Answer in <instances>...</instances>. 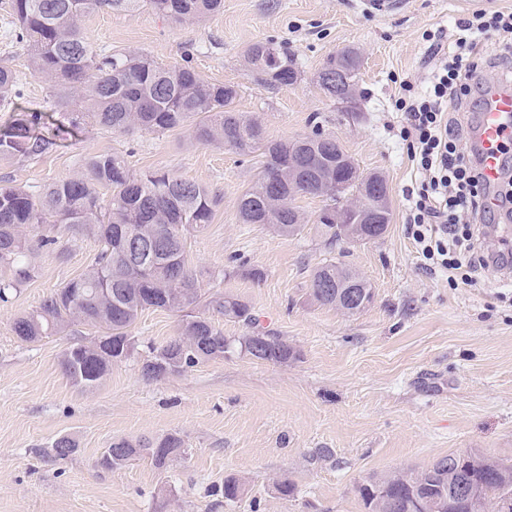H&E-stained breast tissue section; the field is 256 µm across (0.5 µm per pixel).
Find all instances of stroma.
Segmentation results:
<instances>
[{
	"instance_id": "1",
	"label": "stroma",
	"mask_w": 512,
	"mask_h": 512,
	"mask_svg": "<svg viewBox=\"0 0 512 512\" xmlns=\"http://www.w3.org/2000/svg\"><path fill=\"white\" fill-rule=\"evenodd\" d=\"M479 10L512 12V0H394L385 15L362 0H224L220 12L194 24L150 7L99 12L82 30L101 54L138 51L165 65L190 63L215 84L238 91L237 111L268 137L293 140L314 128L334 135L366 174L385 177L391 222L383 238L337 243L325 251L312 228L283 237L263 224L240 223L236 202L259 162L224 147L192 143L188 129L118 134L83 129L32 159L0 162L1 185L36 190L81 169L84 158L118 152L132 171L163 169L218 191L211 224L190 234L194 267L217 272L204 291L249 302L262 326L299 353L273 365L238 353L158 380L141 374L151 343L175 335L179 317L145 312L132 330L138 352L113 364L97 386L82 390L62 372L66 334L24 341L14 319L89 269L95 239L59 234L40 250L36 277L0 302V512H366L360 483L394 471L422 470L449 453H479L512 464V288L507 272L489 268L476 285L450 286L425 268L407 232V192L420 175L402 137L396 107L404 84L424 91L437 63L431 44H448L459 21ZM9 0H0V59L8 60L21 107L49 109L51 82L32 73L13 38ZM272 39L287 44L297 83L266 88L250 78L244 53ZM361 53L362 112L349 120L317 84L331 54ZM333 259L373 288L354 315L309 296L312 269ZM257 266L265 278L246 275ZM231 277H222V270ZM179 435L183 457L163 471L141 458L105 471L96 460L119 439ZM69 436L77 450L54 458L53 441ZM243 484L224 500L225 479ZM289 481L295 494L282 496Z\"/></svg>"
}]
</instances>
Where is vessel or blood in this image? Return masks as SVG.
<instances>
[{
    "label": "vessel or blood",
    "instance_id": "obj_1",
    "mask_svg": "<svg viewBox=\"0 0 512 512\" xmlns=\"http://www.w3.org/2000/svg\"><path fill=\"white\" fill-rule=\"evenodd\" d=\"M476 139L482 172L496 181L504 163L503 146L512 141V89L495 90L484 99Z\"/></svg>",
    "mask_w": 512,
    "mask_h": 512
}]
</instances>
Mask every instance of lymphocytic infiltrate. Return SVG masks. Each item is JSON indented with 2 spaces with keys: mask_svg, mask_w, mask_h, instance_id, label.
Here are the masks:
<instances>
[{
  "mask_svg": "<svg viewBox=\"0 0 512 512\" xmlns=\"http://www.w3.org/2000/svg\"><path fill=\"white\" fill-rule=\"evenodd\" d=\"M496 35L504 42L500 54L490 58L483 43ZM491 68L512 69V12H479L459 23L429 87L404 109V138L423 175L413 200L411 233L425 259L447 271L453 285L473 284L476 273L493 265L512 268V249L493 253L484 245L494 219L489 198L512 214V190L485 182L474 134L464 123L481 77Z\"/></svg>",
  "mask_w": 512,
  "mask_h": 512,
  "instance_id": "f902f5d3",
  "label": "lymphocytic infiltrate"
}]
</instances>
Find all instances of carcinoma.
Instances as JSON below:
<instances>
[{"mask_svg": "<svg viewBox=\"0 0 512 512\" xmlns=\"http://www.w3.org/2000/svg\"><path fill=\"white\" fill-rule=\"evenodd\" d=\"M148 5L157 14L179 23H193L217 12L223 0H11L19 23L16 38L27 41L33 74L51 82V110L69 111L68 123L45 126L40 112L17 106L18 78L0 64V104L14 114L0 129V158H34L85 125L118 133L165 132L190 127L192 139L260 158L251 186L238 198L243 224H265L281 236L299 234L305 217L288 194V141L270 140L262 125L237 111V91L214 84L194 67L166 66L146 53L94 52L81 22L100 11L130 12ZM252 80L260 86H286L288 74H298L288 48L273 40L250 45L244 56ZM46 131H41L42 127ZM299 178L310 185L320 179L336 182L340 169L320 149H306L294 158ZM220 201L217 192L163 170L134 173L118 153H98L84 159L74 176L49 183L38 191L24 186L0 187V301H6L36 273L37 251L55 241L51 233L64 230L92 237L101 246L97 262L86 272L51 292L39 308L13 322L17 337L32 341L75 325H87L112 337V348L97 350V337L84 345H70L60 356L63 373L82 389L98 386L112 364L131 357L136 348L130 330L149 310L181 313L177 334L148 346L170 373L239 351L274 365L297 359L288 341L260 328L252 306L220 291L204 295L198 274L189 266L187 235L202 233ZM48 224V233L33 240L27 229ZM321 244L333 250L350 240L336 224L315 219ZM361 282L373 298L370 283L355 269L328 260L310 277L312 300L342 308L349 283ZM202 308L242 324L248 332L224 336ZM114 454H102L112 470L138 457L165 469L186 453L176 434L157 439L112 442ZM463 483L480 488L477 505L448 496ZM512 492V465L475 453H450L421 471L372 477L358 486L367 512H408L416 495L427 498V509L444 512H500L505 491Z\"/></svg>", "mask_w": 512, "mask_h": 512, "instance_id": "1", "label": "carcinoma"}]
</instances>
